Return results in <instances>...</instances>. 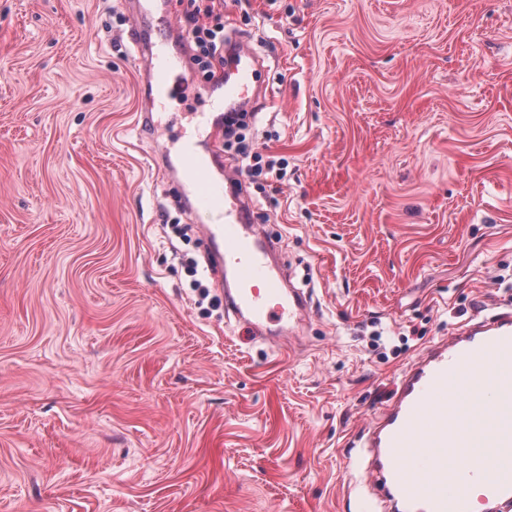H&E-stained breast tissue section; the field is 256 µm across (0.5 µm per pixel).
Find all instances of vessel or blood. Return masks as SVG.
<instances>
[{
	"mask_svg": "<svg viewBox=\"0 0 512 512\" xmlns=\"http://www.w3.org/2000/svg\"><path fill=\"white\" fill-rule=\"evenodd\" d=\"M128 42L143 64L138 73L139 119L158 135L157 102L180 64L170 50L173 26L152 0H132ZM239 62L224 71L215 93L221 111L249 101L260 58L238 45ZM220 130L208 124L187 139L176 156L162 162L172 183L188 190L185 204L199 215L220 216L210 225L220 264L236 282L224 308L236 322L271 344L287 343L307 300L301 289L285 287L271 261L277 246L259 236L252 204L237 191L238 177L223 174ZM370 473L381 493L380 512H472L469 491L487 489L482 512H512V313L465 323L430 346L399 381L396 401L364 441ZM484 449L479 468L462 459L465 447Z\"/></svg>",
	"mask_w": 512,
	"mask_h": 512,
	"instance_id": "1",
	"label": "vessel or blood"
}]
</instances>
